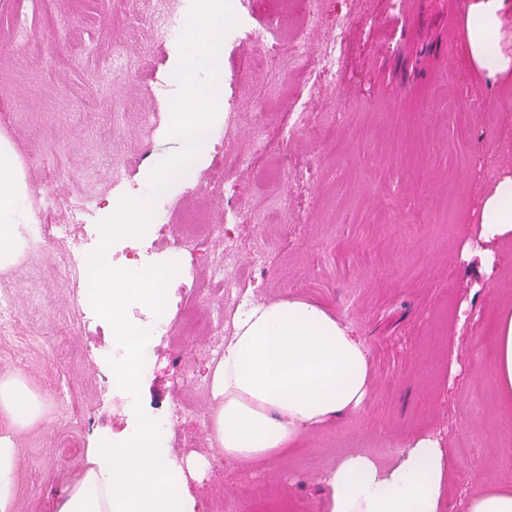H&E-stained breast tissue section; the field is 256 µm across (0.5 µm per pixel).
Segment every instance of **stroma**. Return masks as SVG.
Instances as JSON below:
<instances>
[{
    "label": "stroma",
    "mask_w": 512,
    "mask_h": 512,
    "mask_svg": "<svg viewBox=\"0 0 512 512\" xmlns=\"http://www.w3.org/2000/svg\"><path fill=\"white\" fill-rule=\"evenodd\" d=\"M468 3L419 0L413 18L399 0H316L310 37L348 19L341 87L311 104L315 113L340 112L335 142L322 143L313 126L297 143L273 141L288 224L266 213L259 183L267 157L232 172L238 202L256 216L239 234L270 230L269 272L254 289L266 301L300 298L336 315L368 349L372 388L360 411L311 431L304 450L246 470L216 465L204 481L189 480L191 494L206 481L235 512H250L260 480L287 486L288 512H325L323 478L339 456L421 431L446 448L454 512H465L479 480L512 473V409L502 408L491 370L494 315L512 305V264L488 275L459 259L493 178L512 175V140L501 135L512 126V84L470 63ZM127 12L125 0H41L20 14L0 0V139L22 164L30 202L46 188L60 197L90 194L106 219L124 158L140 159L125 174L134 198L153 159L178 151L162 129L151 158L141 157L139 119L168 111L180 58L147 23L131 25ZM290 53L287 41L271 51L248 48L242 35L225 40L217 59L225 110H251L272 95L274 122L285 124L290 93L306 94L317 74L312 56L290 70ZM248 56L256 67L249 79ZM247 139L243 130L216 143L195 165L197 191L169 195L172 210L198 205L212 160ZM311 155L317 167L300 180L296 171ZM63 263V249H28L0 270V292L14 308L0 326V377H21L43 405L40 420L16 438V512H54L52 488L83 475L99 429L120 440L137 422L132 405L108 401L112 329L101 319L84 326ZM452 300L470 302L469 325L444 319ZM178 395L171 353L156 346L140 383L146 416L159 417Z\"/></svg>",
    "instance_id": "obj_1"
}]
</instances>
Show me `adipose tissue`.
<instances>
[{
  "instance_id": "ef3b65f1",
  "label": "adipose tissue",
  "mask_w": 512,
  "mask_h": 512,
  "mask_svg": "<svg viewBox=\"0 0 512 512\" xmlns=\"http://www.w3.org/2000/svg\"><path fill=\"white\" fill-rule=\"evenodd\" d=\"M507 0H472L467 52L489 75L512 71V56L498 37ZM28 194L8 143L0 144V268L16 262L28 245ZM512 177H501L482 201L476 244L459 258L485 271L511 261ZM492 372L512 407V309L497 316ZM214 406L211 439L225 462L267 463L301 448L314 428L365 405L372 383L368 351L340 319L318 304L291 298L255 305L235 323L217 365H206ZM0 412L19 428L42 415L40 400L16 377L0 379ZM146 421L121 442L102 440L86 450V469L62 484L55 512H200L187 494L211 462L200 454L174 465L152 441ZM18 450L0 435V512H15ZM447 462L435 435L409 438L402 453L384 461L354 448L330 468L326 512H452L445 495Z\"/></svg>"
}]
</instances>
